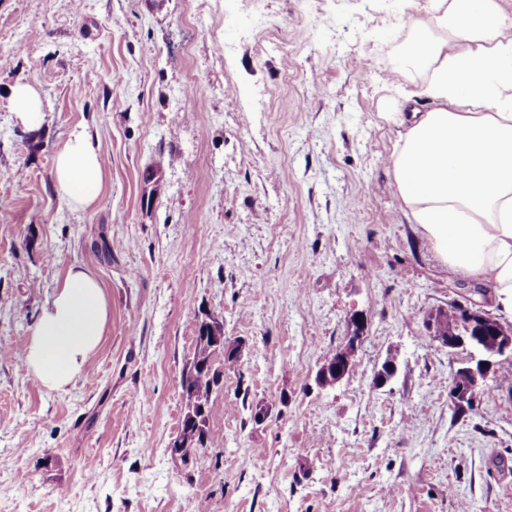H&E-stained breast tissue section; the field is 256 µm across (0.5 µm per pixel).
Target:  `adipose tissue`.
<instances>
[{
    "mask_svg": "<svg viewBox=\"0 0 512 512\" xmlns=\"http://www.w3.org/2000/svg\"><path fill=\"white\" fill-rule=\"evenodd\" d=\"M508 0H431L411 21L397 71L404 101L429 111L388 113L397 128L393 184L412 223L452 272L489 288L512 315V10ZM57 194L75 209L104 190L103 160L88 135L73 132L55 159ZM109 318L105 288L85 266H70L42 307L25 346L28 373L62 391L99 346Z\"/></svg>",
    "mask_w": 512,
    "mask_h": 512,
    "instance_id": "adipose-tissue-1",
    "label": "adipose tissue"
}]
</instances>
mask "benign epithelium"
Returning <instances> with one entry per match:
<instances>
[{"mask_svg": "<svg viewBox=\"0 0 512 512\" xmlns=\"http://www.w3.org/2000/svg\"><path fill=\"white\" fill-rule=\"evenodd\" d=\"M463 310L471 317L470 328L465 333L460 332L456 325L448 323V312L445 309L430 313L426 317L425 323L435 340L448 348V351L463 349L469 352V358L464 366L460 367V370L468 375L467 388L449 391L452 406L467 408L474 406L478 397V389L492 367L493 360L499 357L512 358V327L504 326L476 303L463 307ZM202 324L205 341L201 342V345L205 347V350L212 351V355L204 360L201 358V354H196L187 369L193 370L197 367L212 369L214 368V356L219 353L225 357L230 355L237 359L240 358L241 347L238 345L231 347L226 345L222 351L217 349L224 339V325L221 321L210 316L204 319ZM362 334L363 322L357 320L355 321V330L349 336L347 345L336 351V360L323 364L317 372L316 381L320 386H333L350 372L352 357L357 345L361 342ZM193 439L194 434L189 431L180 434L170 447L171 455L182 461L188 460L184 454V448Z\"/></svg>", "mask_w": 512, "mask_h": 512, "instance_id": "benign-epithelium-1", "label": "benign epithelium"}]
</instances>
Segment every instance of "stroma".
<instances>
[{
  "mask_svg": "<svg viewBox=\"0 0 512 512\" xmlns=\"http://www.w3.org/2000/svg\"><path fill=\"white\" fill-rule=\"evenodd\" d=\"M429 6L0 0V512H512V360L454 415L468 354L424 323L470 301L512 318L449 274L392 186L397 49ZM82 128L104 192L75 211L52 172ZM73 264L111 314L51 391L24 347ZM209 315L242 355L182 461L180 379ZM358 318L351 372L318 385ZM13 97L20 121L30 127L40 125L42 112L39 93L30 85H18L13 89Z\"/></svg>",
  "mask_w": 512,
  "mask_h": 512,
  "instance_id": "stroma-1",
  "label": "stroma"
}]
</instances>
